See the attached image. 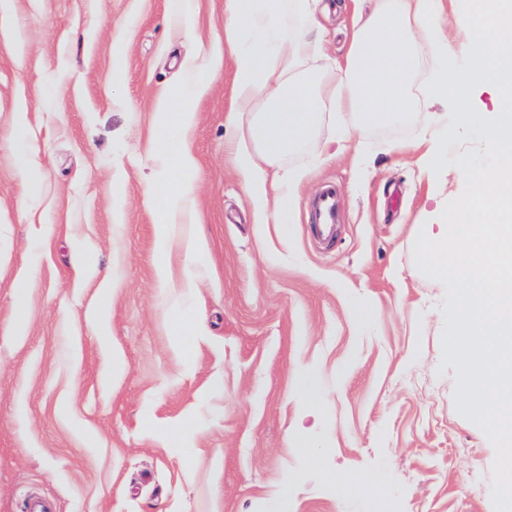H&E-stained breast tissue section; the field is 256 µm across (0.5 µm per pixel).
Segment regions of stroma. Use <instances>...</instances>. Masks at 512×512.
Listing matches in <instances>:
<instances>
[{"label":"stroma","instance_id":"stroma-1","mask_svg":"<svg viewBox=\"0 0 512 512\" xmlns=\"http://www.w3.org/2000/svg\"><path fill=\"white\" fill-rule=\"evenodd\" d=\"M194 2L191 37L173 0L0 12V512L33 496L57 512H266L283 488L287 512H503L501 450L461 389L454 292L417 272L414 248L457 189L426 171L430 119L452 160L488 161L487 137L453 99H422L337 152L309 144L283 159L301 179L280 233L234 161L224 0ZM375 2L321 16L310 68L344 61L354 11ZM469 9L450 0L442 24L451 71L468 63ZM191 52L223 59L192 104L202 243L163 253L145 200L165 175L154 103ZM21 124L31 171L11 149ZM329 182L342 220L328 247L311 227ZM164 260L188 270L168 288ZM310 370L329 393L317 408Z\"/></svg>","mask_w":512,"mask_h":512}]
</instances>
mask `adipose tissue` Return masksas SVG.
<instances>
[{
  "mask_svg": "<svg viewBox=\"0 0 512 512\" xmlns=\"http://www.w3.org/2000/svg\"><path fill=\"white\" fill-rule=\"evenodd\" d=\"M324 9L323 0H224V39L235 63L230 110L238 131L236 167L254 207L288 223L300 176L279 167V160L315 139L329 146L351 136L344 126L322 130L324 112L353 113L361 127L405 122L414 111L413 72L425 58L438 66L424 95L454 97L460 119L490 135L493 159L457 164L466 193L427 225L418 254L422 270L439 287L454 286L455 325L483 340L464 364L463 390L503 450L502 491L512 504V418L503 412L505 397L512 395V345L504 339L512 325V0H473L464 19L475 35L464 74L442 69L438 28L444 0H378L357 15L335 78L301 74V63L321 50L317 16ZM183 71L177 95L155 104L163 134L153 142L154 153L180 171L193 164L189 101L207 90L214 65L190 54ZM476 80L495 93L498 111L471 110ZM146 200L161 215L159 243L168 249L176 225L195 222V188L185 181L174 194L169 182L157 181Z\"/></svg>",
  "mask_w": 512,
  "mask_h": 512,
  "instance_id": "ef3b65f1",
  "label": "adipose tissue"
}]
</instances>
